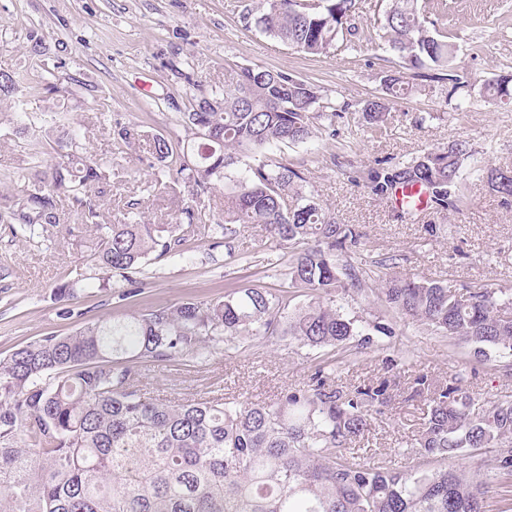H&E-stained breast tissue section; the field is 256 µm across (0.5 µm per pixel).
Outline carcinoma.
<instances>
[{
	"label": "carcinoma",
	"instance_id": "cac0c4a2",
	"mask_svg": "<svg viewBox=\"0 0 512 512\" xmlns=\"http://www.w3.org/2000/svg\"><path fill=\"white\" fill-rule=\"evenodd\" d=\"M358 0H257L246 27L290 47L321 56L336 47ZM382 29L409 69L446 67L455 45L434 28L418 0H389ZM383 94L361 110L365 126L381 129L394 102L412 90L401 71L381 77ZM317 85L283 71L242 67L235 85L192 101L184 122L199 142L195 160L153 139L155 158L167 174L205 193L224 183V223L209 224L191 206L182 210L185 231L228 240L239 228L263 227L288 250V289L258 285L231 288L210 302H187L138 312L123 321H88L67 336H47L0 360V512H488L493 488L512 486V396L476 406L452 379L434 385L419 375L410 399L428 396L429 412L413 446L387 459L357 460L351 445L372 428L384 403V384L350 390L327 384L337 359L316 369L312 383L287 387L272 404L222 398L159 402L131 389L134 367L112 356L205 359L224 337L233 347L277 331L289 308L288 291L312 302L288 315V334L315 349L344 346L360 332L358 319L336 305L338 291H362L381 279L394 258L358 272L339 253L359 245L358 234L302 185V176L273 146L304 142L315 134ZM63 161L52 169L50 189L11 202L10 218L34 240L56 224L62 197L97 217L92 186L106 178L98 162L79 156L71 129L59 140ZM262 155L240 171L244 155ZM466 143L428 152L410 162L375 168L367 180L388 195L398 187L429 190L448 205L465 162ZM494 191L512 197V169H491ZM130 204L126 224H95V261L105 275L129 279L157 252L177 254L178 224H141ZM376 299L385 312L412 320L469 345L482 364L512 371V294L492 288L464 293L439 281L397 276ZM416 454L433 465L411 469L396 458ZM490 454L470 472L448 467L452 459Z\"/></svg>",
	"mask_w": 512,
	"mask_h": 512
}]
</instances>
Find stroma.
<instances>
[{
  "label": "stroma",
  "instance_id": "stroma-1",
  "mask_svg": "<svg viewBox=\"0 0 512 512\" xmlns=\"http://www.w3.org/2000/svg\"><path fill=\"white\" fill-rule=\"evenodd\" d=\"M250 0H0V71L15 79L0 98V358L50 335L66 336L89 320L118 321L134 312L206 302L231 288L255 284L279 292L287 250L264 231L241 229L229 246L187 237L181 251L149 261L134 282L110 278L100 286L92 260L97 244L71 199L58 203L59 222L48 238L25 240L4 214L6 201L47 189L63 127L78 130L83 152L111 168L93 187L100 223H125L129 202H139L144 224H172L192 195L183 182L159 185L162 167L152 153L161 134L194 144L183 121L192 99L232 83L239 68L261 66L312 81L324 115L315 137L277 149L305 178L315 198L338 223L362 239L344 259L366 267L385 256L389 273L440 280L457 289L481 284L512 289V200L492 191L485 175L465 174L460 200L447 210L419 215L394 209L365 182L373 168L408 162L464 141L486 168H512V101L486 87L512 75V0H446L439 30L457 46L448 79L407 71L411 94L394 104L377 131L359 122L367 101L380 95V75L398 65L383 48L380 24L387 0H361L354 24L356 48L337 46L312 57L256 31L242 15ZM41 55L30 52L33 42ZM65 75V91L32 95V87ZM29 113L21 123L16 101ZM339 119H332L335 110ZM140 138L117 150L119 129ZM72 283V297L55 296ZM392 336L353 339L330 383L351 389L386 382L387 401L375 419L370 446L386 453L409 446L428 410L426 398L407 389L424 375L439 385L458 377L483 404L512 395V375H490L468 347L426 327L394 322ZM319 360L299 341L272 336L244 348L216 345L209 361L191 357L147 362L135 386L167 401L247 398L277 400L287 387L308 383Z\"/></svg>",
  "mask_w": 512,
  "mask_h": 512
}]
</instances>
